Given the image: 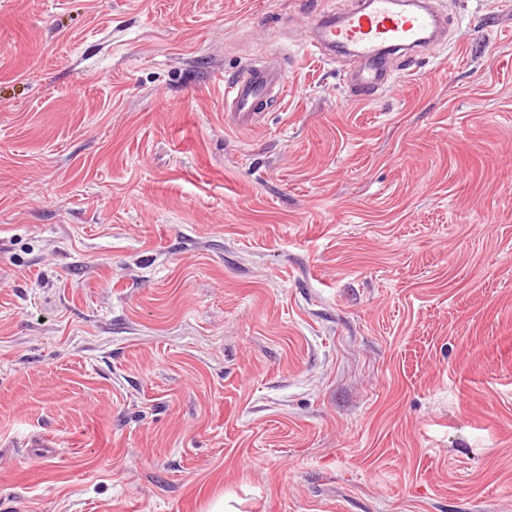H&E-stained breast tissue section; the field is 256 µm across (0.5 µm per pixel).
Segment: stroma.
Returning <instances> with one entry per match:
<instances>
[{
	"mask_svg": "<svg viewBox=\"0 0 512 512\" xmlns=\"http://www.w3.org/2000/svg\"><path fill=\"white\" fill-rule=\"evenodd\" d=\"M355 2L0 0V512H512V0ZM442 24L429 1L403 7L393 0H369L339 17L311 13L304 33L306 44L322 56L327 47L350 50L358 65L351 71L349 93L357 101H373L390 80L385 54L430 45ZM215 77L224 84V112L238 123H249L262 109L267 93L277 88L281 98L288 91L287 73L275 64L250 67L232 77Z\"/></svg>",
	"mask_w": 512,
	"mask_h": 512,
	"instance_id": "1",
	"label": "stroma"
}]
</instances>
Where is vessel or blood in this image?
<instances>
[{"label": "vessel or blood", "mask_w": 512, "mask_h": 512, "mask_svg": "<svg viewBox=\"0 0 512 512\" xmlns=\"http://www.w3.org/2000/svg\"><path fill=\"white\" fill-rule=\"evenodd\" d=\"M441 25L429 0H411L406 7L394 0H364L339 17L310 14L304 33L315 51L339 46L352 52L358 64L351 72L349 93L355 100L371 101L390 80L385 54L430 45ZM223 84L224 109L241 124L254 120L271 89L288 91L286 72L273 64L248 68L224 78Z\"/></svg>", "instance_id": "b4317fda"}]
</instances>
